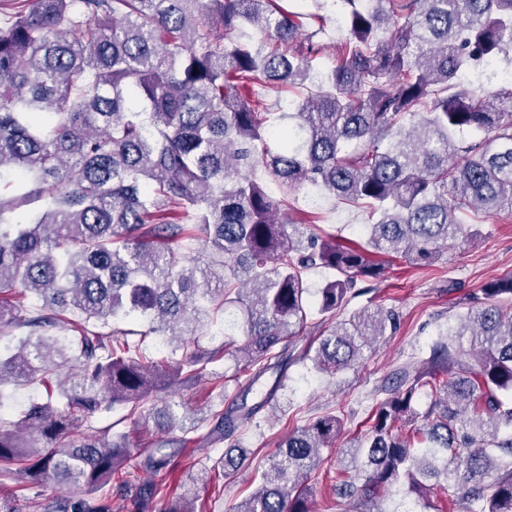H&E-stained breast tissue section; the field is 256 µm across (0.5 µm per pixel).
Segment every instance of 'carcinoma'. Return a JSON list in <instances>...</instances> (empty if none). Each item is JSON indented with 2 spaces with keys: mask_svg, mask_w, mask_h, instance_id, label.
<instances>
[{
  "mask_svg": "<svg viewBox=\"0 0 512 512\" xmlns=\"http://www.w3.org/2000/svg\"><path fill=\"white\" fill-rule=\"evenodd\" d=\"M283 2L0 0V326L28 329L0 350V385L45 390L0 417V472L87 491L32 498L27 512H112L140 449L83 423L124 406L125 418L168 434L179 420L153 392L204 377L222 391L229 379L209 366L227 355L243 363L237 400L190 430L228 442L219 464L233 477L243 461L234 437L284 389L288 366L334 375L395 324L394 310L364 307L326 335L314 323L318 336L297 347L307 270L334 272L317 299V313L333 316L369 291L359 283L383 277L376 256L428 266L448 242L479 234L463 215L512 212V113L501 111L512 85L477 95L458 82L512 61V0H335L347 36L311 86L322 47L303 20L323 26L328 0H302L308 13ZM284 85L298 102L272 153L267 104L253 91ZM463 129L481 138L460 143ZM258 166L286 195L313 185L369 210L364 240L287 231L277 218L287 199L268 194ZM194 241L213 256L203 267L187 259ZM220 317L215 349L196 341L156 360L142 349L148 336H196ZM111 320L139 329L102 331ZM442 335L375 388L385 398L334 485L354 512L435 487L475 512H512V273L488 281ZM74 357L79 374L54 394ZM268 373L272 386L248 403ZM421 391L430 404L420 415ZM343 431L334 412L288 430L235 512H314L308 480ZM174 444L145 457L151 480L131 495L133 512H199L198 485L168 494Z\"/></svg>",
  "mask_w": 512,
  "mask_h": 512,
  "instance_id": "1",
  "label": "carcinoma"
}]
</instances>
